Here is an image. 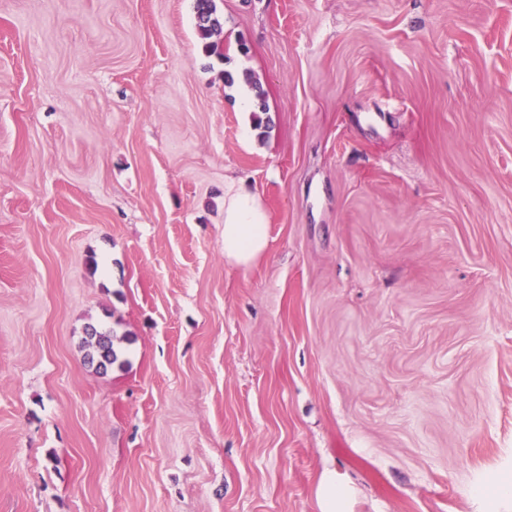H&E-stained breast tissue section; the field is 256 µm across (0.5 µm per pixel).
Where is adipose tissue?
Wrapping results in <instances>:
<instances>
[{
    "mask_svg": "<svg viewBox=\"0 0 512 512\" xmlns=\"http://www.w3.org/2000/svg\"><path fill=\"white\" fill-rule=\"evenodd\" d=\"M266 214L258 194L243 190L224 195V257L247 268L262 257L268 247Z\"/></svg>",
    "mask_w": 512,
    "mask_h": 512,
    "instance_id": "1",
    "label": "adipose tissue"
}]
</instances>
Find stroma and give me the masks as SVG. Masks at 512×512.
<instances>
[{
    "label": "stroma",
    "mask_w": 512,
    "mask_h": 512,
    "mask_svg": "<svg viewBox=\"0 0 512 512\" xmlns=\"http://www.w3.org/2000/svg\"><path fill=\"white\" fill-rule=\"evenodd\" d=\"M214 4L0 0V512H512V0ZM266 214L257 193L230 188L224 193V258L248 268L268 247ZM87 335L91 345L94 347V354L90 357L92 361L97 359L99 368L107 369L118 362L119 356L114 348V330L112 332L99 331L96 326H89ZM94 341V342H93Z\"/></svg>",
    "instance_id": "35a3bbf8"
}]
</instances>
